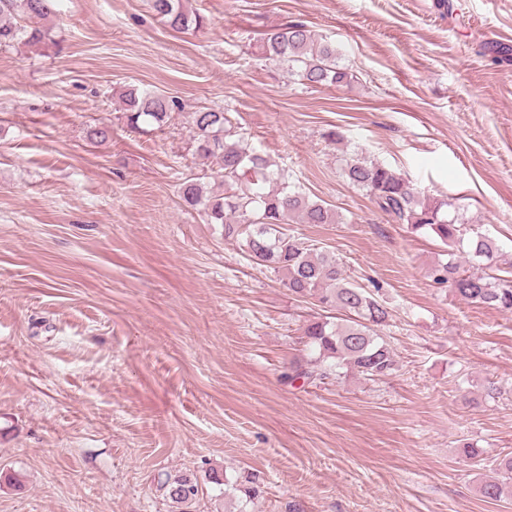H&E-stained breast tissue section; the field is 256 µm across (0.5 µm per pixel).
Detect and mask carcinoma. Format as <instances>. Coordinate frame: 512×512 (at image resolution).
I'll use <instances>...</instances> for the list:
<instances>
[{
    "mask_svg": "<svg viewBox=\"0 0 512 512\" xmlns=\"http://www.w3.org/2000/svg\"><path fill=\"white\" fill-rule=\"evenodd\" d=\"M56 0H0V47L54 43L50 29L33 24L54 13ZM151 9L169 26L185 31L200 26L199 17L184 8V0H150ZM268 58L288 65V70L310 86L340 84L349 73L340 67L336 49L298 22L275 26L265 34ZM131 128H161L171 118L177 102L152 91L127 89L122 97ZM195 153L213 159L220 167L216 186L200 176L183 179L182 200L199 207L209 223L221 227L224 239L239 244L255 264L282 277L297 298H311L346 317L314 321L304 326L309 358L291 363L285 378L313 383L339 379L353 373L365 380L384 378L396 371L388 343L376 329L388 325L392 314L376 295L351 282L336 256L318 250L288 232L289 224H334L336 212L290 185L288 178L262 154L243 147L224 112L211 109L190 113ZM343 172L353 185L366 190L379 210L414 231H431L449 248V259L432 269L436 282L447 283L452 293L466 301L512 312V270L499 276L493 267L495 242L480 231L468 232L448 203L420 197L391 169L365 158L346 162ZM467 247L466 269L457 251ZM499 478L481 486L482 495L499 500L512 491V453L495 459ZM161 487L179 512H190L199 496V484L189 475L166 476Z\"/></svg>",
    "mask_w": 512,
    "mask_h": 512,
    "instance_id": "cac0c4a2",
    "label": "carcinoma"
}]
</instances>
